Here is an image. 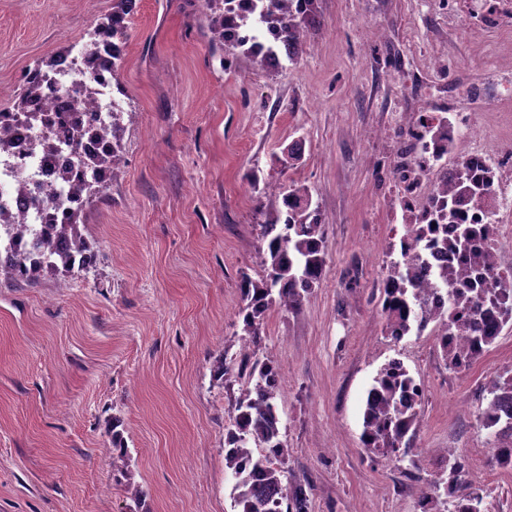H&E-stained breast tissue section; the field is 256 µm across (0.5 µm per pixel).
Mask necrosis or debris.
I'll return each mask as SVG.
<instances>
[{
    "label": "necrosis or debris",
    "mask_w": 512,
    "mask_h": 512,
    "mask_svg": "<svg viewBox=\"0 0 512 512\" xmlns=\"http://www.w3.org/2000/svg\"><path fill=\"white\" fill-rule=\"evenodd\" d=\"M94 54L76 46L67 47L57 60L48 83L40 84L30 96L27 113L30 122L0 114V257L11 239L29 240L40 235L44 251L64 246V239L51 231L52 225L74 223L86 206V187L102 188L112 182L111 166L90 167L89 161L103 152L106 143L100 137L112 115L125 111L122 99L114 94L112 82V37L99 35ZM440 113L425 116L404 115L401 129L405 141H414L423 132V123H439ZM448 121L446 140L430 145L422 155L399 157L394 176L396 200L408 216L409 231L400 238V250L413 251L414 227L432 225L433 237H454V225L435 222L432 200L445 177L448 145L462 138L463 126H479L480 145L471 147L463 160L473 173L485 176L491 185L482 203L468 208L471 224H492L495 235L485 243L496 253L498 242L512 238V138L501 137L491 125H477L474 118L456 114ZM496 145L487 153L482 143ZM452 267L459 278L470 280L477 273L460 254L432 255L428 269L419 272L431 305L447 308L449 297L436 284L441 267Z\"/></svg>",
    "instance_id": "1"
}]
</instances>
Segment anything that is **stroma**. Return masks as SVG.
<instances>
[{
    "mask_svg": "<svg viewBox=\"0 0 512 512\" xmlns=\"http://www.w3.org/2000/svg\"><path fill=\"white\" fill-rule=\"evenodd\" d=\"M114 2L0 0V109ZM319 6L303 57L269 75L224 66L203 0H136L121 164L80 216L96 261L33 285L0 275V512H234L224 423L245 383L213 382L211 366L250 343L238 311L241 274L263 271L255 168L271 191L309 186L325 220L323 278L298 312H267L259 352L280 373L285 477L309 483L311 512H421L449 455L492 460L478 412L512 373V323L464 373L432 337L388 334L378 285L405 226L382 184L401 113L486 112L492 76L512 81V8L488 22L485 0ZM435 46L440 82L426 70ZM486 114L512 135V100ZM393 359L423 401L411 451L382 457L363 448L362 417Z\"/></svg>",
    "mask_w": 512,
    "mask_h": 512,
    "instance_id": "35a3bbf8",
    "label": "stroma"
}]
</instances>
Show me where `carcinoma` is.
Here are the masks:
<instances>
[{
    "label": "carcinoma",
    "mask_w": 512,
    "mask_h": 512,
    "mask_svg": "<svg viewBox=\"0 0 512 512\" xmlns=\"http://www.w3.org/2000/svg\"><path fill=\"white\" fill-rule=\"evenodd\" d=\"M233 0H204L210 41L216 47L238 50V56L257 62L253 49L245 42L224 38V15L233 11ZM251 17L277 31L278 40L269 43L275 49L288 47V61L303 54L307 36L321 25L317 0H249ZM135 0H116L112 14L96 31L112 30V39L126 45L129 17ZM124 117L112 116V154L97 158L100 165H117L121 160ZM490 191V183L474 176L468 165L459 162L448 180L439 187L437 217L456 225L455 239L430 241L438 251L461 253L471 264L486 273L475 282H460L453 271L443 268L438 284L456 285L453 307L433 310L420 295L412 278V268L427 263V253L420 250L404 254L387 265L381 289L386 298L382 307L390 335L400 339L413 328L436 323L440 346L448 369L463 372L473 360L470 356L448 351V329L473 334L476 345H491L496 336L484 335L477 322L467 314L494 306L502 324L512 320V281L494 274L490 254L481 250L478 240L491 231L486 224L466 223L467 208L480 202ZM259 224L258 237L264 251V275L254 281L243 275L240 283L243 332L251 337L252 348L232 357L223 356L213 364V377L223 382L233 378L246 381L235 402L234 414L225 427L224 466L233 481L231 496L236 512H310V487L301 482L283 484V464L288 448L282 440L279 411L278 372L259 357V330L267 311L278 308L289 313L298 311L306 295L322 278L326 256L323 216L313 204L311 189L293 185L279 199L271 202ZM76 254L58 251L43 253L35 240L29 250L18 251L0 259V273L16 283L33 284L47 271L68 273L74 269ZM489 398L479 412L483 428L493 431L496 460L512 465V413L496 416L498 409L512 402V375L492 380L485 388ZM422 404L420 385L398 361L385 365L373 379L363 416L362 444L374 455L408 454L410 442L405 437L416 424ZM467 461L448 455V480L435 481L423 493V512H491L484 497L470 487Z\"/></svg>",
    "instance_id": "cac0c4a2"
}]
</instances>
